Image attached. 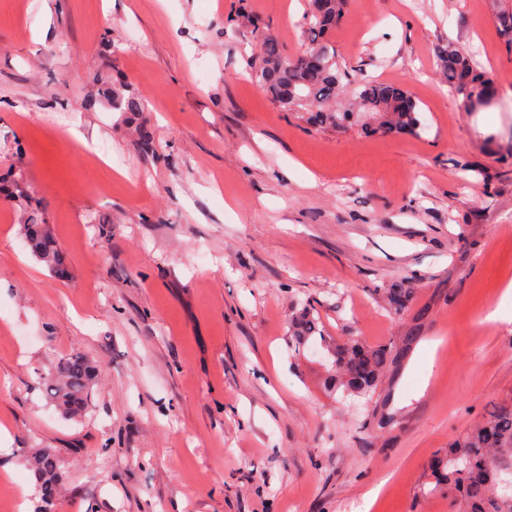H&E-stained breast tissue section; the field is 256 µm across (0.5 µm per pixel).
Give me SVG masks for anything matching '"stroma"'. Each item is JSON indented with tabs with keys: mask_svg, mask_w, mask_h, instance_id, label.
Returning a JSON list of instances; mask_svg holds the SVG:
<instances>
[{
	"mask_svg": "<svg viewBox=\"0 0 512 512\" xmlns=\"http://www.w3.org/2000/svg\"><path fill=\"white\" fill-rule=\"evenodd\" d=\"M512 0H349L344 67L406 87L419 134L305 122L251 82L248 9L289 52L303 0H0V175L40 198L63 274L0 198V512H451L423 493L435 455L512 400ZM473 53L495 107L441 78ZM113 75L146 99L159 146L93 96ZM408 290L403 309L390 303ZM324 334L400 358L370 403L325 387ZM100 365L70 419L40 376ZM37 486L40 504L35 512H53L52 506L60 488V470L58 459L45 449H38L29 457Z\"/></svg>",
	"mask_w": 512,
	"mask_h": 512,
	"instance_id": "stroma-1",
	"label": "stroma"
}]
</instances>
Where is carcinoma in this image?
Returning a JSON list of instances; mask_svg holds the SVG:
<instances>
[{
  "mask_svg": "<svg viewBox=\"0 0 512 512\" xmlns=\"http://www.w3.org/2000/svg\"><path fill=\"white\" fill-rule=\"evenodd\" d=\"M348 0H305L302 15L304 49L297 54L267 33L264 23L246 9L241 23L251 29L258 50L248 67L252 82L285 112H297L322 128L344 131L356 123L370 135L418 133L423 129L417 99L404 87L350 77L338 62L331 33L345 14ZM439 68L444 82L472 110L493 105L488 94L491 79L476 67L473 55L462 48L443 49ZM95 96L111 111L129 120L146 111L145 98L109 77H93ZM0 194L25 216L27 246L39 261L60 266L58 248L45 228L39 202L17 172L0 181ZM319 332L310 312L296 317L293 338L303 347ZM332 359L334 374L325 385L344 397L371 399L381 377L397 362L386 346L359 340L335 341L320 337ZM101 367L82 355H71L43 374L46 398L65 416L79 418L88 408L92 387ZM40 504L36 512H53L60 488V470L54 454L38 449L29 457ZM435 487L443 488L453 512H512V404L499 406L489 417L444 449L432 464Z\"/></svg>",
  "mask_w": 512,
  "mask_h": 512,
  "instance_id": "obj_1",
  "label": "carcinoma"
}]
</instances>
